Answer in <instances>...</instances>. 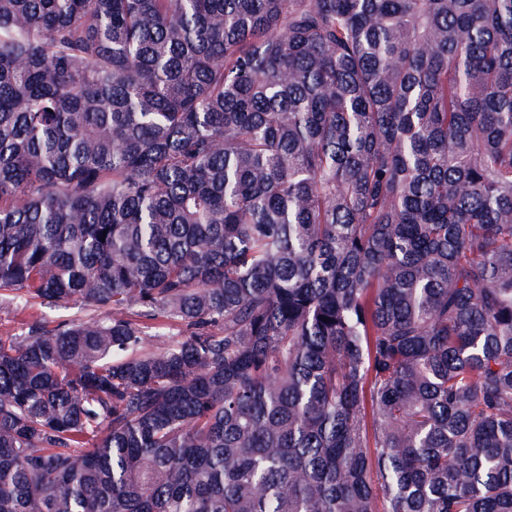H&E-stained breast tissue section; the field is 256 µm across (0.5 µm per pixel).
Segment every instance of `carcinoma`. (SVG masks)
<instances>
[{
    "label": "carcinoma",
    "mask_w": 512,
    "mask_h": 512,
    "mask_svg": "<svg viewBox=\"0 0 512 512\" xmlns=\"http://www.w3.org/2000/svg\"><path fill=\"white\" fill-rule=\"evenodd\" d=\"M0 298V512H512V0H0ZM43 317L51 325L58 321L67 319L85 318L90 316V311L81 308L78 303L67 305L66 308H56L51 311L42 308L34 301L25 302L24 300H13L9 303L0 301V336L15 334L20 329L22 323L32 317Z\"/></svg>",
    "instance_id": "obj_1"
}]
</instances>
